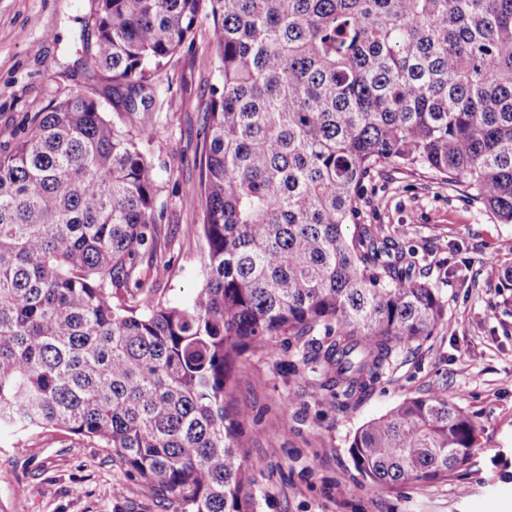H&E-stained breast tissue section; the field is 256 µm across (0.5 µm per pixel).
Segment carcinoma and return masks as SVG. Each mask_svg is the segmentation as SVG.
<instances>
[{
  "label": "carcinoma",
  "mask_w": 512,
  "mask_h": 512,
  "mask_svg": "<svg viewBox=\"0 0 512 512\" xmlns=\"http://www.w3.org/2000/svg\"><path fill=\"white\" fill-rule=\"evenodd\" d=\"M97 68L119 99L76 92L0 146V429L60 428L107 448L181 512H249L237 358L328 336L334 395L369 391L444 319L437 289L346 227L382 165L455 183L512 224V0H94ZM212 18L205 103V274L186 306L140 270L157 188L137 120L152 72ZM134 283L128 303L122 290ZM476 422L443 392L363 424L372 482L434 481Z\"/></svg>",
  "instance_id": "obj_1"
}]
</instances>
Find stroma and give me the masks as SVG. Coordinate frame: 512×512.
<instances>
[{
	"label": "stroma",
	"mask_w": 512,
	"mask_h": 512,
	"mask_svg": "<svg viewBox=\"0 0 512 512\" xmlns=\"http://www.w3.org/2000/svg\"><path fill=\"white\" fill-rule=\"evenodd\" d=\"M92 0H0V142L24 118L75 91L102 94L81 43L95 44ZM211 22L151 77L143 110L157 187L159 244L168 264L153 278L158 301L187 304L203 281L206 245L186 225L202 221L203 104L219 76L204 57ZM357 221L394 244L438 288L445 322L400 352L365 396L342 404L322 386V332L274 337L238 359L229 409L240 416L251 478L250 512H512V224L500 223L461 189L424 173L379 167L362 187ZM497 269L488 278L487 264ZM448 393L473 414L478 446L447 478L375 485L350 453L356 430L408 398ZM28 512H174L103 448L49 428L0 431V505Z\"/></svg>",
	"instance_id": "35a3bbf8"
}]
</instances>
